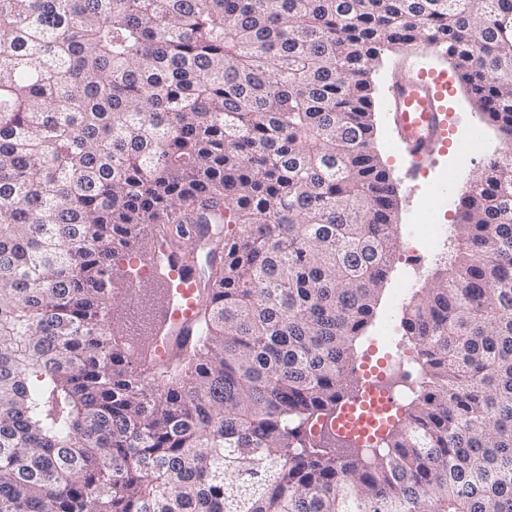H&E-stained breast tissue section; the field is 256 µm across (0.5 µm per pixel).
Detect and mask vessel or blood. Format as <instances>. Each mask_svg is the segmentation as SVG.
I'll use <instances>...</instances> for the list:
<instances>
[{
  "label": "vessel or blood",
  "mask_w": 512,
  "mask_h": 512,
  "mask_svg": "<svg viewBox=\"0 0 512 512\" xmlns=\"http://www.w3.org/2000/svg\"><path fill=\"white\" fill-rule=\"evenodd\" d=\"M447 94V82L428 75L403 78L392 88L395 125L408 146L407 180L419 175L421 162L447 138ZM197 216L193 210L184 220L183 247H176L169 233L163 230L153 236L145 256L143 270L154 278L158 288L140 360L153 368L166 363L177 345L194 334L206 288L196 263L200 245ZM390 408L389 400H377L367 389L352 404L342 407L333 419L325 421L323 428L342 436L362 438L374 426L377 412Z\"/></svg>",
  "instance_id": "vessel-or-blood-1"
}]
</instances>
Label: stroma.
I'll return each mask as SVG.
<instances>
[{"mask_svg": "<svg viewBox=\"0 0 512 512\" xmlns=\"http://www.w3.org/2000/svg\"><path fill=\"white\" fill-rule=\"evenodd\" d=\"M424 66L437 72H448V111L454 117L456 130L448 151L435 154L426 164L425 176L414 182L404 177L406 150L391 112L390 88L394 80L384 70L375 77V147L398 187L399 204L394 217L398 238L414 247L420 244L416 227L426 219L445 225L457 223L460 198L469 191L476 175L489 160L504 151V140L497 127L485 120L464 86L456 76L450 75L447 59L432 55L425 59ZM464 150L469 151L470 159L462 164L458 156ZM444 182L449 184L450 194L436 197L434 187ZM450 241L449 233H442L437 253L426 256L420 263L406 261L399 253L394 255L373 321L357 345L356 360L378 359L390 351V338L402 333L400 319L412 291L431 286L441 257L448 254Z\"/></svg>", "mask_w": 512, "mask_h": 512, "instance_id": "1", "label": "stroma"}]
</instances>
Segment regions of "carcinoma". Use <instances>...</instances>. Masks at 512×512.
<instances>
[{
  "mask_svg": "<svg viewBox=\"0 0 512 512\" xmlns=\"http://www.w3.org/2000/svg\"><path fill=\"white\" fill-rule=\"evenodd\" d=\"M419 42L506 150L401 319L404 420L336 448L397 240L373 76ZM201 197L198 336L153 384L118 255ZM0 512H512V0H0Z\"/></svg>",
  "mask_w": 512,
  "mask_h": 512,
  "instance_id": "carcinoma-1",
  "label": "carcinoma"
}]
</instances>
